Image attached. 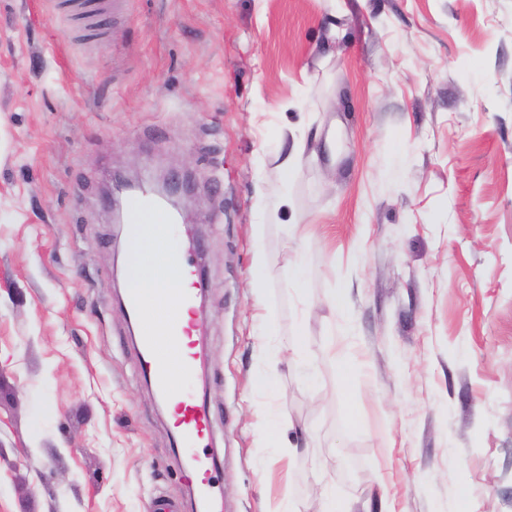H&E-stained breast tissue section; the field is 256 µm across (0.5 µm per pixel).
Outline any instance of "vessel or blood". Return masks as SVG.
I'll use <instances>...</instances> for the list:
<instances>
[{
	"instance_id": "b4317fda",
	"label": "vessel or blood",
	"mask_w": 512,
	"mask_h": 512,
	"mask_svg": "<svg viewBox=\"0 0 512 512\" xmlns=\"http://www.w3.org/2000/svg\"><path fill=\"white\" fill-rule=\"evenodd\" d=\"M124 220L134 241L150 240L157 246L167 244L170 228L175 222L172 214L145 190L129 197ZM168 270L175 279L187 281L188 286L158 294L154 298L156 306L193 307L195 291L190 284L195 281L197 270L180 254L169 263ZM183 329L179 316L175 315L162 329H148L142 333V372L160 398L179 402L181 415L176 426L183 444L192 451L190 472L197 491L195 512H217L219 492L213 477L216 461L200 450L211 433L210 410L203 399L173 384L177 378H196L199 370L197 352L183 346Z\"/></svg>"
}]
</instances>
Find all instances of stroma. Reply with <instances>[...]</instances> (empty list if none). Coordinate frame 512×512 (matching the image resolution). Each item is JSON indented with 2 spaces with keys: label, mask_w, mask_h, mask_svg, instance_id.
I'll use <instances>...</instances> for the list:
<instances>
[{
  "label": "stroma",
  "mask_w": 512,
  "mask_h": 512,
  "mask_svg": "<svg viewBox=\"0 0 512 512\" xmlns=\"http://www.w3.org/2000/svg\"><path fill=\"white\" fill-rule=\"evenodd\" d=\"M172 171L224 512H316L323 479L354 512H512V0H117L91 25L0 0V512H193L106 196ZM256 283L308 350L269 396Z\"/></svg>",
  "instance_id": "stroma-1"
}]
</instances>
